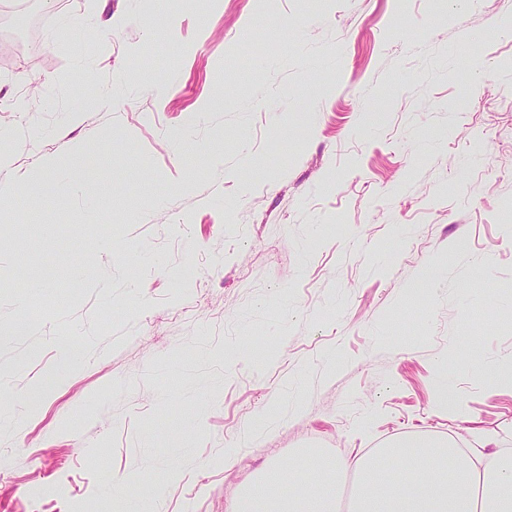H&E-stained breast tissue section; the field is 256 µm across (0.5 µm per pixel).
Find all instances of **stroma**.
Here are the masks:
<instances>
[{"mask_svg": "<svg viewBox=\"0 0 512 512\" xmlns=\"http://www.w3.org/2000/svg\"><path fill=\"white\" fill-rule=\"evenodd\" d=\"M0 156V512L512 447V0H0Z\"/></svg>", "mask_w": 512, "mask_h": 512, "instance_id": "obj_1", "label": "stroma"}]
</instances>
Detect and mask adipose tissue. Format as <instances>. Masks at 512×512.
Segmentation results:
<instances>
[{
	"label": "adipose tissue",
	"instance_id": "ef3b65f1",
	"mask_svg": "<svg viewBox=\"0 0 512 512\" xmlns=\"http://www.w3.org/2000/svg\"><path fill=\"white\" fill-rule=\"evenodd\" d=\"M309 478L278 463L264 468L232 512H259L277 501L280 512H512V448L485 435L480 447L462 448L408 436L366 454L319 456ZM360 477L350 510H342L341 474Z\"/></svg>",
	"mask_w": 512,
	"mask_h": 512
}]
</instances>
